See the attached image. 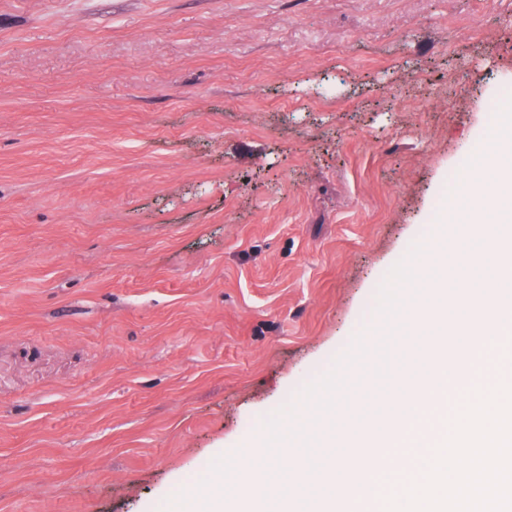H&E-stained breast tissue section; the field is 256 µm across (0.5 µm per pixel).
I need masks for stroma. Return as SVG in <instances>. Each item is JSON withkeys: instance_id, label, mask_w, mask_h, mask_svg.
I'll return each mask as SVG.
<instances>
[{"instance_id": "35a3bbf8", "label": "stroma", "mask_w": 512, "mask_h": 512, "mask_svg": "<svg viewBox=\"0 0 512 512\" xmlns=\"http://www.w3.org/2000/svg\"><path fill=\"white\" fill-rule=\"evenodd\" d=\"M512 96V0H0V512H161L378 313Z\"/></svg>"}]
</instances>
